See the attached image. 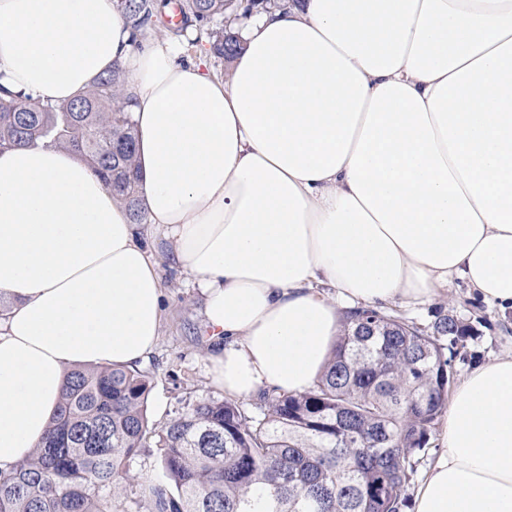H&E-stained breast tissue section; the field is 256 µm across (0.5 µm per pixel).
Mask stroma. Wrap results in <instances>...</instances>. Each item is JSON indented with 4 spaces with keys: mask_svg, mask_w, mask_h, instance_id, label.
<instances>
[{
    "mask_svg": "<svg viewBox=\"0 0 512 512\" xmlns=\"http://www.w3.org/2000/svg\"><path fill=\"white\" fill-rule=\"evenodd\" d=\"M159 236L147 229L145 242L156 250L155 258L164 288L162 332L157 347L143 362L152 376L148 417L153 429L203 400H220L223 390L213 381L207 359L204 302L188 274L166 253L157 250ZM389 312L400 314L419 327L430 326L437 315L451 314L472 326L469 339L455 360L454 383H461L477 364L512 353V317H501L475 298L459 280L449 283L435 302L424 306L392 304Z\"/></svg>",
    "mask_w": 512,
    "mask_h": 512,
    "instance_id": "stroma-1",
    "label": "stroma"
}]
</instances>
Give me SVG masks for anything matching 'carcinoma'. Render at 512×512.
<instances>
[{
  "label": "carcinoma",
  "instance_id": "cac0c4a2",
  "mask_svg": "<svg viewBox=\"0 0 512 512\" xmlns=\"http://www.w3.org/2000/svg\"><path fill=\"white\" fill-rule=\"evenodd\" d=\"M132 36L162 33L229 65L252 13L240 0H116ZM119 69L88 90L42 103L0 87V149L50 142L85 160L145 220L136 129ZM331 359L300 394L264 392L255 410L204 400L156 433L162 475L135 482L129 461L149 440L148 372L103 365L65 380L40 446L0 471V512H117L127 486L147 512H399L448 408L454 348L472 336L454 315L428 332L373 308L345 312Z\"/></svg>",
  "mask_w": 512,
  "mask_h": 512
}]
</instances>
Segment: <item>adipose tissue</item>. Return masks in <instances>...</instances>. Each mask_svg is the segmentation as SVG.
Masks as SVG:
<instances>
[{
    "instance_id": "adipose-tissue-1",
    "label": "adipose tissue",
    "mask_w": 512,
    "mask_h": 512,
    "mask_svg": "<svg viewBox=\"0 0 512 512\" xmlns=\"http://www.w3.org/2000/svg\"><path fill=\"white\" fill-rule=\"evenodd\" d=\"M241 35L220 78L133 40L113 0H0V84L57 102L124 72L139 196L206 296L225 394L311 388L345 307L458 279L512 315V0H289ZM0 295L8 471L69 369L153 351L163 286L126 205L38 144L0 151ZM447 413L413 512H512V355L474 366Z\"/></svg>"
}]
</instances>
